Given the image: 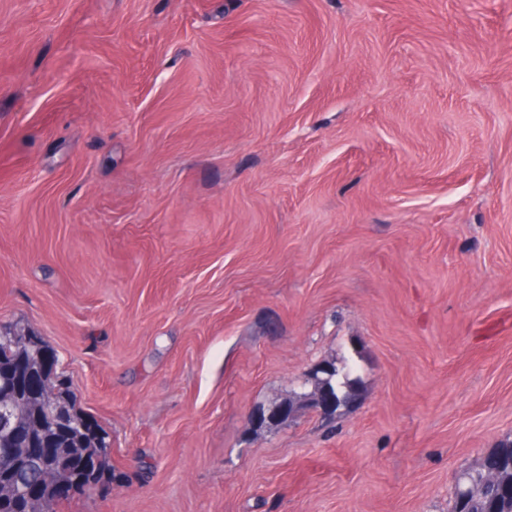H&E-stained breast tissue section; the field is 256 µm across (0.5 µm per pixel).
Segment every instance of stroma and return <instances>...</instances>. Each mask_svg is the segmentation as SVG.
<instances>
[{"mask_svg":"<svg viewBox=\"0 0 512 512\" xmlns=\"http://www.w3.org/2000/svg\"><path fill=\"white\" fill-rule=\"evenodd\" d=\"M0 326L110 444L60 512H448L512 440V0H0ZM331 371L322 375L317 387L331 403L333 413L341 406H347L357 399V379L352 377V367L347 363L339 369L335 363L329 364ZM301 406H309L313 407L315 409H318L321 411L324 415L326 414V409L324 406V403L322 402L319 395L313 396V395H307L302 396L300 395L297 398V401L293 402H286L279 406H276L275 408H272L269 410V412L266 414L263 410L259 411L256 414L257 420L262 424L265 422L268 423H277L286 417H288L297 407Z\"/></svg>","mask_w":512,"mask_h":512,"instance_id":"obj_1","label":"stroma"}]
</instances>
